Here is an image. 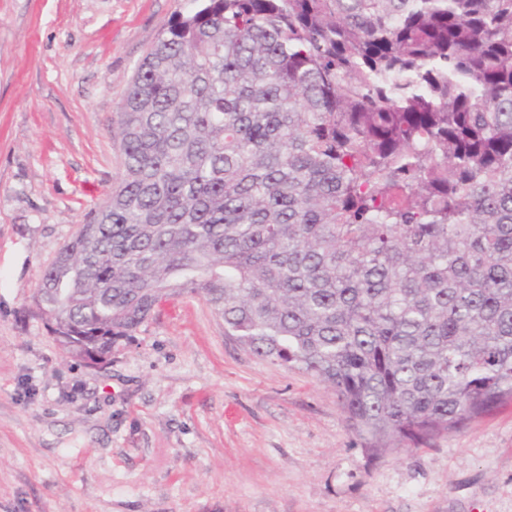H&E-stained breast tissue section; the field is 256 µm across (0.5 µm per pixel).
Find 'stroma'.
I'll return each mask as SVG.
<instances>
[{"label":"stroma","mask_w":512,"mask_h":512,"mask_svg":"<svg viewBox=\"0 0 512 512\" xmlns=\"http://www.w3.org/2000/svg\"><path fill=\"white\" fill-rule=\"evenodd\" d=\"M192 0H0V512H512V404L372 455L335 392L254 355L204 299L100 367L29 312L121 175L111 125Z\"/></svg>","instance_id":"stroma-1"}]
</instances>
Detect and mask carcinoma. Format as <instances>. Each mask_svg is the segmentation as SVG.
<instances>
[{
	"label": "carcinoma",
	"instance_id": "carcinoma-1",
	"mask_svg": "<svg viewBox=\"0 0 512 512\" xmlns=\"http://www.w3.org/2000/svg\"><path fill=\"white\" fill-rule=\"evenodd\" d=\"M32 312L81 359L202 297L366 450L512 401V0H199Z\"/></svg>",
	"mask_w": 512,
	"mask_h": 512
}]
</instances>
